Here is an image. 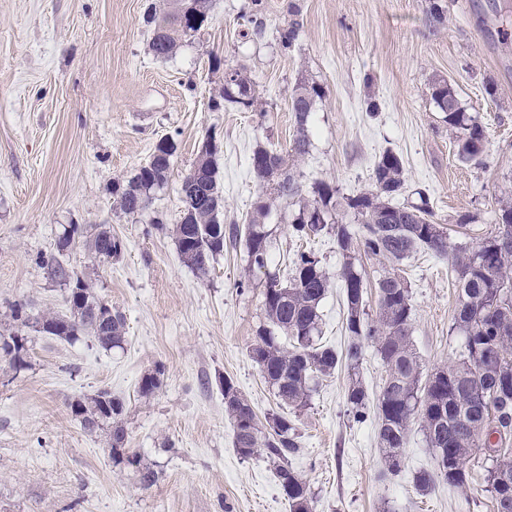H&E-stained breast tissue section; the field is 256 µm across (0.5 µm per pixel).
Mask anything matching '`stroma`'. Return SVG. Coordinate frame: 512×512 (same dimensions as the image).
Wrapping results in <instances>:
<instances>
[{"instance_id":"35a3bbf8","label":"stroma","mask_w":512,"mask_h":512,"mask_svg":"<svg viewBox=\"0 0 512 512\" xmlns=\"http://www.w3.org/2000/svg\"><path fill=\"white\" fill-rule=\"evenodd\" d=\"M152 2L0 0V334L23 330L29 362L17 372L0 353V512H289L263 453L243 458L233 445L226 378L259 418L296 425L301 450L289 464L306 480L313 512H493L478 475L463 490L442 480L416 489L415 475L434 467L420 429L408 436L401 472L388 474L375 417L358 423L346 413V370L320 379L308 405L294 409L252 359L267 273L287 277L306 251L337 276L331 233L298 239L295 208L279 201L266 224L267 270L249 269L240 243L202 276L183 263L173 229L182 179L211 135L223 144L224 220L244 222L258 195L248 158L260 144L288 151V96L303 79L324 92L299 165L304 190L333 180L344 195L364 192L389 150L403 161L405 201L426 197L451 245L474 246L512 194V0H263L264 32L248 43L239 33L254 16L251 0H211L208 26L169 59L150 50ZM291 25L298 38L285 51L279 36ZM213 55L246 66L263 111L212 108L222 79L209 67ZM438 79L483 126L484 164L457 158L431 98ZM164 137L176 146L167 184L142 214H124L114 186ZM466 215L470 224L459 226ZM102 224L121 243L117 257L96 259L79 240L57 250L70 226L90 233ZM53 258L124 314L122 347L21 329L15 313L69 312L67 285L47 274ZM362 263L369 279L389 268L405 279L425 369L453 361L462 338L451 330L450 259L420 249L395 267ZM320 316L324 342L343 349L341 288L329 289ZM158 366L159 388L142 395L143 376ZM102 389L126 402V446L160 473L151 488L113 464L106 432H86L71 412Z\"/></svg>"}]
</instances>
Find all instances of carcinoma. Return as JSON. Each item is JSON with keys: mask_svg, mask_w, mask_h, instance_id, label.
<instances>
[{"mask_svg": "<svg viewBox=\"0 0 512 512\" xmlns=\"http://www.w3.org/2000/svg\"><path fill=\"white\" fill-rule=\"evenodd\" d=\"M209 0H164L150 6L146 22L154 25L150 44L154 56L173 57L186 37L200 32L208 19ZM227 79L212 98L213 108L235 104L253 112L264 111L256 82L244 68L224 70ZM320 86L298 82L289 94L294 114L295 134L287 153L259 145L249 157L251 174L259 186L245 226L225 225L224 192L218 182L215 159L197 158L181 185V221L174 232L184 263L200 274L208 272L216 256L224 253V242L242 238L247 249L248 267H268L269 231L265 219L280 200L298 199L292 216L294 233L315 236L331 227L342 257L339 277L346 308L347 343L340 351L321 341L320 304L331 280L318 261L306 252L297 254L292 275L285 281L267 274L264 292L265 324L257 331L251 357L275 397L294 409L306 406L319 378L343 366L348 371L347 412L357 422L366 420L369 411L378 417L377 439L386 469L401 471L403 449L413 423L420 425L427 447L431 448L434 469L415 476L420 492L431 490L442 479L454 488L466 487L473 470L486 472V492L494 512H512V373L497 377V363L512 364V199L500 201L496 231L466 249H454L452 267L458 280V303L453 329L463 342L458 357L434 368L422 378L423 366L412 339V304L409 288L399 275H379L374 288L378 297L375 319L366 312L367 275L360 257L371 256L399 262L419 248L439 257L448 255V228L434 222L427 200L399 202L404 189L403 162L387 152L377 161L372 188L353 197L341 194L332 181L315 184L312 196L302 197L298 161L308 153V118ZM432 98L445 113L448 128L455 133L456 154L464 162L484 163V128L460 106L454 90L444 80L432 84ZM175 145L170 138L159 140L150 160L140 166L124 184L114 187L117 209L128 215L140 214L149 207L152 194L163 188L170 177ZM352 212L355 224L339 221L340 210ZM88 251L110 258L121 244L112 232L99 227L85 240ZM51 278L69 285L70 314H43L35 317L38 332L72 340L88 334L105 348L118 347L126 333L125 317L99 298L82 279L72 277L57 262H47ZM12 355V367L19 372L28 367L22 351L26 338L17 334L1 337ZM375 342L386 378L376 404L358 377L365 345ZM224 411L233 424L234 445L243 457L262 448L274 466L289 512H312L311 496L303 477L288 465V457L298 452L296 428L288 417H271L269 430L229 378L224 379ZM125 402L107 390L99 391L88 402L71 404L72 414L82 428L95 433L109 428L112 460L135 469L140 485L153 486L157 472L141 464V459L125 448L122 416ZM481 422L498 435L494 453L477 454L486 447L485 438L473 427Z\"/></svg>", "mask_w": 512, "mask_h": 512, "instance_id": "cac0c4a2", "label": "carcinoma"}]
</instances>
